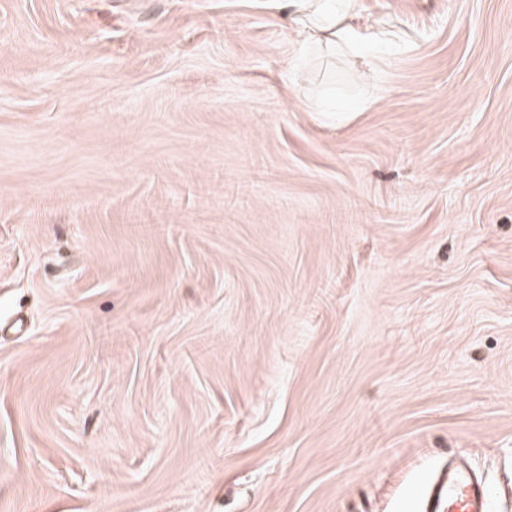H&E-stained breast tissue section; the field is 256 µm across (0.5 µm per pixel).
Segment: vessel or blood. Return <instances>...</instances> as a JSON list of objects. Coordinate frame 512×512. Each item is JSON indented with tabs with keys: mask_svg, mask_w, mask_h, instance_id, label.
Listing matches in <instances>:
<instances>
[{
	"mask_svg": "<svg viewBox=\"0 0 512 512\" xmlns=\"http://www.w3.org/2000/svg\"><path fill=\"white\" fill-rule=\"evenodd\" d=\"M423 499L425 512H487L484 484L462 468L428 483Z\"/></svg>",
	"mask_w": 512,
	"mask_h": 512,
	"instance_id": "b4317fda",
	"label": "vessel or blood"
}]
</instances>
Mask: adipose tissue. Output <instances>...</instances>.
Listing matches in <instances>:
<instances>
[{
	"label": "adipose tissue",
	"mask_w": 512,
	"mask_h": 512,
	"mask_svg": "<svg viewBox=\"0 0 512 512\" xmlns=\"http://www.w3.org/2000/svg\"><path fill=\"white\" fill-rule=\"evenodd\" d=\"M285 7L301 43L352 48L362 39L359 29L344 20L354 13L356 0H285Z\"/></svg>",
	"instance_id": "obj_1"
}]
</instances>
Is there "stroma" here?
I'll use <instances>...</instances> for the list:
<instances>
[{
  "label": "stroma",
  "mask_w": 512,
  "mask_h": 512,
  "mask_svg": "<svg viewBox=\"0 0 512 512\" xmlns=\"http://www.w3.org/2000/svg\"><path fill=\"white\" fill-rule=\"evenodd\" d=\"M0 0V512H512V0ZM292 29L302 44L336 46V42L347 49L355 47L363 38L359 29L347 25L352 17L356 0H284ZM336 3L342 5L336 9ZM345 15L337 17L338 14ZM423 499L426 512L487 511V490L484 484L462 468L448 471L444 478L428 483Z\"/></svg>",
  "instance_id": "1"
}]
</instances>
